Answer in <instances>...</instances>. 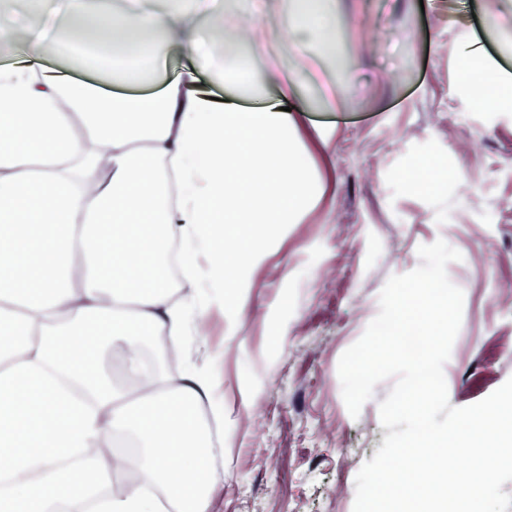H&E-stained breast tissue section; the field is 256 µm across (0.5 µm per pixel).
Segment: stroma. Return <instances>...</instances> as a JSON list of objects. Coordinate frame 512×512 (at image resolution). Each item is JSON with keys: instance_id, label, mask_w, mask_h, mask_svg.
<instances>
[{"instance_id": "stroma-1", "label": "stroma", "mask_w": 512, "mask_h": 512, "mask_svg": "<svg viewBox=\"0 0 512 512\" xmlns=\"http://www.w3.org/2000/svg\"><path fill=\"white\" fill-rule=\"evenodd\" d=\"M66 5L12 0L0 14V36L10 39L0 64L23 63L36 38L45 69L106 92L149 94L190 63L181 45L158 38L150 82H108L64 51ZM156 7L192 20L206 40L225 0H124L122 11ZM292 10L291 0H235L237 20L259 23L261 48L242 46L225 66L302 76V124L333 128L328 147L295 144L324 193L282 225L244 288L225 292L175 348L177 372L208 376L209 404L224 412V482L210 512H353L355 476L387 434L379 404L392 383L376 385L352 418L338 361L377 315L387 279L419 265V245L441 238L463 255L447 267L464 292L444 367L451 405L474 404L512 377V105L480 112L461 91L471 41L512 73V0H332V39L300 47L282 34ZM331 87L336 109L327 112ZM425 161L446 177L408 186L406 171Z\"/></svg>"}]
</instances>
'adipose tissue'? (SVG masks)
<instances>
[{
    "instance_id": "ef3b65f1",
    "label": "adipose tissue",
    "mask_w": 512,
    "mask_h": 512,
    "mask_svg": "<svg viewBox=\"0 0 512 512\" xmlns=\"http://www.w3.org/2000/svg\"><path fill=\"white\" fill-rule=\"evenodd\" d=\"M325 4L294 0L284 35L325 38ZM108 6L68 0L79 29L111 34L86 70L106 55L114 82L143 83L148 44L161 34L204 57L195 29L169 13L110 26ZM27 55L29 64L0 67V475L11 477L0 485V512H53L60 503L86 512L120 467L109 446L123 437L137 445L142 479L99 499L98 512H209L223 476L197 415L208 379L158 369L149 385H127L101 356L120 352L136 372L150 340L184 336L187 303L164 271L172 241L182 244L187 281L237 288L263 241L313 200L312 175L292 144L298 83L281 84L277 103L245 110L211 100L192 69L158 94H106L38 68L39 39ZM464 62L475 103L512 100V80L492 78L486 55ZM99 144L109 151L104 167ZM228 224L244 227L231 252ZM200 253L207 267L196 264ZM96 446L105 454L61 467L69 449Z\"/></svg>"
}]
</instances>
